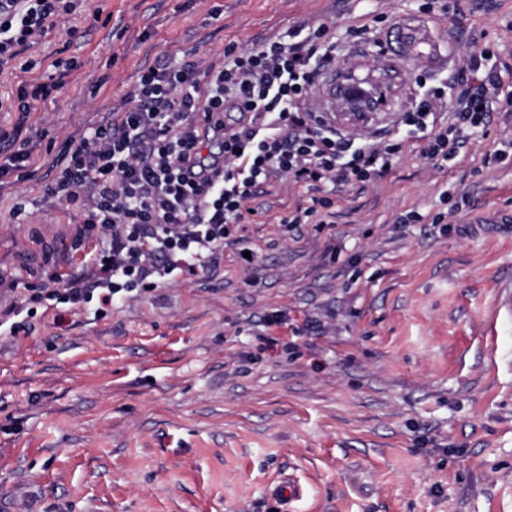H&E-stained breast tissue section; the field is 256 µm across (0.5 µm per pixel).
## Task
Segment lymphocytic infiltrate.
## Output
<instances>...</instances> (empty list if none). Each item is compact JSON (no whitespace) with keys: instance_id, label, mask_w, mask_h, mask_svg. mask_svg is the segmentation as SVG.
<instances>
[{"instance_id":"lymphocytic-infiltrate-1","label":"lymphocytic infiltrate","mask_w":512,"mask_h":512,"mask_svg":"<svg viewBox=\"0 0 512 512\" xmlns=\"http://www.w3.org/2000/svg\"><path fill=\"white\" fill-rule=\"evenodd\" d=\"M78 0H0V70L47 36ZM338 46L326 25L304 24L242 49L221 65L185 61L143 71L130 105L67 144L49 192L81 203L89 218L75 244L88 247L87 275L34 289L27 316L46 303L98 311L136 288L196 273L223 250L248 203L271 180L310 191L286 224L332 228L336 190L388 172L406 144L445 161L472 140L492 107L512 101L499 69L471 63L466 88L420 75L409 104L382 129L351 134L313 96ZM235 113L225 122V113ZM219 153L210 155V142Z\"/></svg>"}]
</instances>
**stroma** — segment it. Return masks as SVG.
Segmentation results:
<instances>
[{"instance_id":"35a3bbf8","label":"stroma","mask_w":512,"mask_h":512,"mask_svg":"<svg viewBox=\"0 0 512 512\" xmlns=\"http://www.w3.org/2000/svg\"><path fill=\"white\" fill-rule=\"evenodd\" d=\"M423 2L84 0L23 53L32 69L0 72V131L34 158L0 181V321L28 288L82 273L88 213L48 193L47 171L142 70L217 63L227 43L301 23L343 40L353 18L391 23ZM439 3L455 61L436 78L483 57L512 70V0ZM335 71L389 80L362 117L317 87L354 134L404 109L424 69L390 72L368 33ZM51 75L62 89L18 125L20 83ZM510 138L512 111L495 112L453 160L409 144L387 175L342 187L335 254L315 225L282 224L304 191L278 181L198 274L102 318L39 307L0 336V512H512V160H494ZM410 211L422 222L401 223ZM288 483L301 494L286 503Z\"/></svg>"}]
</instances>
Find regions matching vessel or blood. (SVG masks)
<instances>
[{"label":"vessel or blood","instance_id":"1","mask_svg":"<svg viewBox=\"0 0 512 512\" xmlns=\"http://www.w3.org/2000/svg\"><path fill=\"white\" fill-rule=\"evenodd\" d=\"M390 60L403 64H425L439 70L453 61L447 28L423 16H405L390 25L381 36ZM340 96L350 102L371 101L381 107L383 99L366 84L344 79L339 85Z\"/></svg>","mask_w":512,"mask_h":512}]
</instances>
